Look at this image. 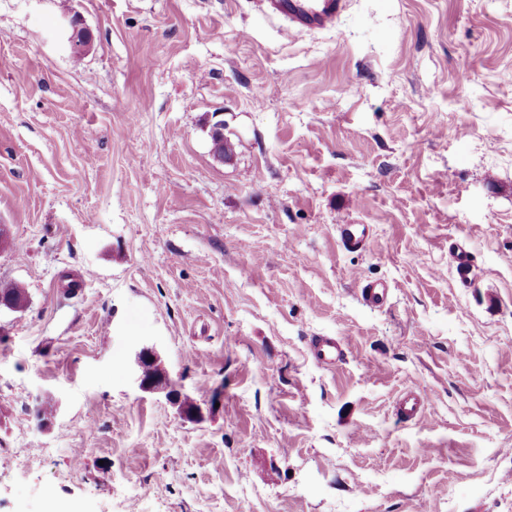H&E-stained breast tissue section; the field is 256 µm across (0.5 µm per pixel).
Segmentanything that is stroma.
Instances as JSON below:
<instances>
[{"label": "stroma", "instance_id": "1", "mask_svg": "<svg viewBox=\"0 0 512 512\" xmlns=\"http://www.w3.org/2000/svg\"><path fill=\"white\" fill-rule=\"evenodd\" d=\"M0 224V512H512V0H0ZM272 17L288 21L289 32L302 33L334 27L349 0H261ZM336 233L345 250H365L371 240L368 224H336ZM310 349L315 359L324 366H334L345 356L344 345L332 336H316L310 341ZM150 357L158 358V355L154 350H151V349H143L137 355V366L139 367V369L141 371L140 376H139L140 388L143 391L165 393V396L169 401H171L174 404L178 403V400H177L178 390L171 383V381L169 380L167 375L165 377H163L162 379L155 380V381H149V380L145 379V377L142 373L143 362ZM431 399V395L422 389L411 390L401 399L397 412L405 418H415L431 404Z\"/></svg>", "mask_w": 512, "mask_h": 512}]
</instances>
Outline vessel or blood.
Listing matches in <instances>:
<instances>
[{"label": "vessel or blood", "mask_w": 512, "mask_h": 512, "mask_svg": "<svg viewBox=\"0 0 512 512\" xmlns=\"http://www.w3.org/2000/svg\"><path fill=\"white\" fill-rule=\"evenodd\" d=\"M264 10L273 17L287 20L289 31L295 33L326 30L335 26L348 8L349 0H261ZM336 233L345 250L361 251L368 247L371 235L368 225L340 224ZM315 359L330 367L343 359L345 348L332 336H316L310 341ZM431 403L429 393L421 389L408 392L400 401L397 412L412 419Z\"/></svg>", "instance_id": "b4317fda"}]
</instances>
